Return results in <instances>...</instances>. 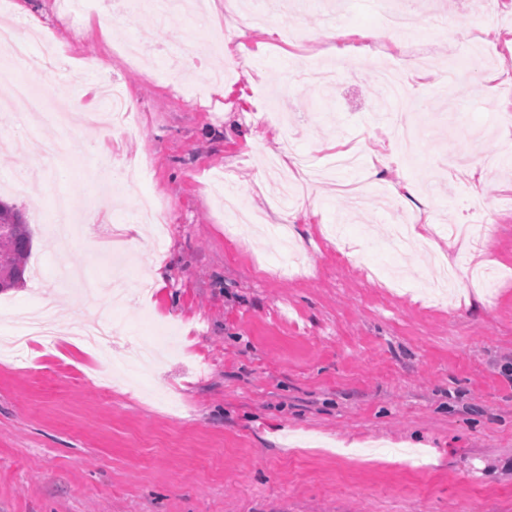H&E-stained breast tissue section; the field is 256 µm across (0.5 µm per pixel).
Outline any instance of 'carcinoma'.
<instances>
[{"instance_id":"cac0c4a2","label":"carcinoma","mask_w":512,"mask_h":512,"mask_svg":"<svg viewBox=\"0 0 512 512\" xmlns=\"http://www.w3.org/2000/svg\"><path fill=\"white\" fill-rule=\"evenodd\" d=\"M32 247V235L14 207L0 202V291L22 280Z\"/></svg>"}]
</instances>
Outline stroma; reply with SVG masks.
Instances as JSON below:
<instances>
[{
    "label": "stroma",
    "instance_id": "1",
    "mask_svg": "<svg viewBox=\"0 0 512 512\" xmlns=\"http://www.w3.org/2000/svg\"><path fill=\"white\" fill-rule=\"evenodd\" d=\"M274 4L187 73L162 32L196 43L198 13L27 0L63 50L50 95L79 97L72 63L102 56L138 121L107 156L80 128L46 167L10 147L43 136V119L14 100L0 115V201L32 232L22 282L0 292V512H512V97L499 76L512 69V0L482 18L459 0L417 10L429 72L409 79L423 104L404 115L415 157L389 150L378 59L358 48L380 0ZM331 13L348 39L325 54L316 34ZM456 60L468 82L438 83ZM217 69L224 92L204 101ZM353 140L362 169L299 196L287 168L264 167ZM476 151L498 167L478 181L449 170ZM127 158L150 175L103 207L102 174ZM407 182L409 220L487 225L449 260L485 261L492 286L463 278L451 301L432 300L429 252H401L386 232L384 196ZM471 193L486 210L469 212ZM71 195L95 223L63 248L42 218ZM145 197L162 200V225L125 233ZM281 227L306 260L288 277ZM155 262L163 284L142 292ZM53 309L111 322L103 358L54 334L16 345L28 311ZM408 443L421 473L404 468Z\"/></svg>",
    "mask_w": 512,
    "mask_h": 512
}]
</instances>
